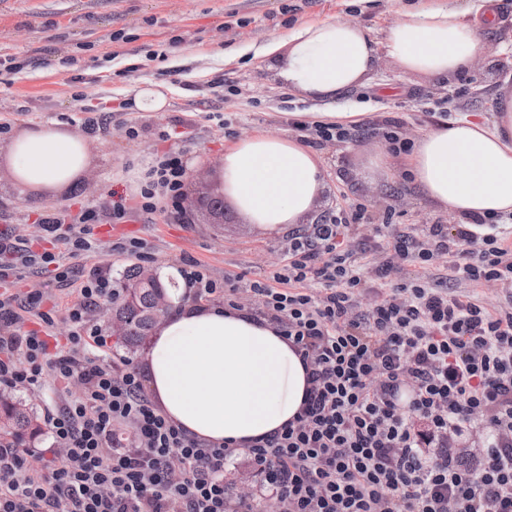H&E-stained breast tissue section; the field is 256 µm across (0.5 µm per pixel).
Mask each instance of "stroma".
Here are the masks:
<instances>
[{"label": "stroma", "instance_id": "1", "mask_svg": "<svg viewBox=\"0 0 512 512\" xmlns=\"http://www.w3.org/2000/svg\"><path fill=\"white\" fill-rule=\"evenodd\" d=\"M417 0H0V60L15 59V72L0 67V153L13 138L33 125L63 124L83 131L77 93L99 80L100 97L110 106L106 124L88 134V162L76 181L54 194H19L6 164H0V234L27 237L35 252L63 254L64 265L80 270L96 264L112 268L113 279L134 265V258L100 251L66 257V247L42 238L33 225L38 214L71 204L98 201L108 192L135 194L141 169L164 150L160 131L182 121L188 140L177 143L187 168L185 196L217 194L219 167L228 141L263 130L298 135L314 126L321 102L288 89L260 56L259 48L286 36L301 23L329 18L351 20L372 37H382L402 7ZM498 26L484 51L482 68L453 82L403 73L386 53L374 70L336 104L337 111L360 118L350 138L325 143L317 151L325 163L327 190L318 212L327 214L362 202L376 216H390L398 229L416 232L434 222L461 223V216L426 201L404 179L370 185L360 172L365 154L382 145L377 124L398 120L411 139L442 119L492 120L500 98L512 91V0H497ZM240 58L225 59V52ZM149 80L169 88L160 112H137L128 102L134 89ZM221 113L228 126L211 121ZM139 136L127 137L128 124ZM189 224L172 223L163 212L146 219L132 215L126 223L99 225L103 245L130 237L144 241L158 273L179 270L193 258L215 278L241 274L253 280L278 262L287 234H272L247 224L225 209L217 216L201 209ZM43 295L42 310L65 311L75 304V286H64L39 268L25 269L14 289L19 307L29 292Z\"/></svg>", "mask_w": 512, "mask_h": 512}]
</instances>
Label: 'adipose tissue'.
<instances>
[{
	"instance_id": "adipose-tissue-1",
	"label": "adipose tissue",
	"mask_w": 512,
	"mask_h": 512,
	"mask_svg": "<svg viewBox=\"0 0 512 512\" xmlns=\"http://www.w3.org/2000/svg\"><path fill=\"white\" fill-rule=\"evenodd\" d=\"M495 21L492 0H425L402 8L380 46L357 24L326 19L269 40L261 53L289 86L328 105L326 122L349 128L352 113L332 106L368 77L378 49L404 73L451 81L472 71L480 35ZM86 151V137L69 128H27L8 156L17 190L60 188L81 173ZM406 165L433 205L463 216L512 213V95L491 122L463 117L421 133ZM324 171L321 156L299 138L259 131L225 147L222 192L248 223L281 234L313 214L327 188ZM143 366L164 417L190 435L238 446L292 420L306 388L299 357L269 322L179 300L151 336Z\"/></svg>"
}]
</instances>
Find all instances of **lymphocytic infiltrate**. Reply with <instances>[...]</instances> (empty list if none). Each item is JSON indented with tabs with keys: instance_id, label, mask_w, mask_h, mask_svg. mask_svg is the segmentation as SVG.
I'll return each mask as SVG.
<instances>
[{
	"instance_id": "1",
	"label": "lymphocytic infiltrate",
	"mask_w": 512,
	"mask_h": 512,
	"mask_svg": "<svg viewBox=\"0 0 512 512\" xmlns=\"http://www.w3.org/2000/svg\"><path fill=\"white\" fill-rule=\"evenodd\" d=\"M186 169L179 151L145 164L134 197L110 196L79 211L45 214L42 232L71 256L96 251L103 220L157 209L187 224ZM475 228L424 225L389 234L367 206L352 204L288 235L283 258L263 278L213 280L196 260L180 274L195 300H245L276 324L301 358L302 406L282 430L247 446L262 483L245 497L224 483L241 451L197 440L161 415L138 367L114 362L111 338L89 311L119 291L109 270L83 269L79 300L65 316L37 314L28 329L13 296L0 294V389L32 393L46 383L61 399L45 413L52 457L32 463L0 448V512H512V301L488 308L423 279L392 283L401 265L427 268L454 257V278L512 288V242ZM70 268L0 235V284L17 267ZM478 439L464 464L456 444Z\"/></svg>"
}]
</instances>
